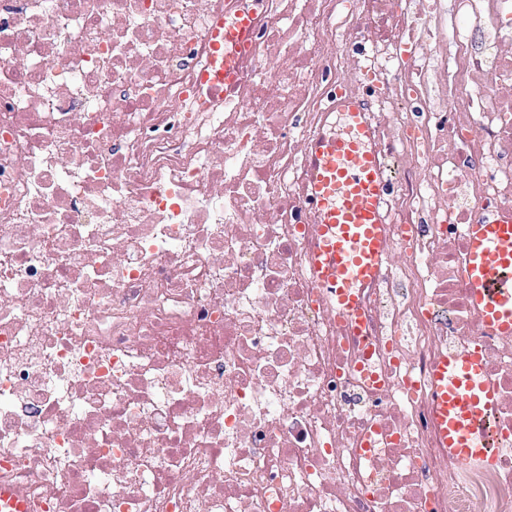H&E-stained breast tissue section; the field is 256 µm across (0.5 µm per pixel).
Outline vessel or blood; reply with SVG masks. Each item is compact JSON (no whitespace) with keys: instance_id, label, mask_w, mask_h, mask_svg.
Returning <instances> with one entry per match:
<instances>
[{"instance_id":"obj_1","label":"vessel or blood","mask_w":512,"mask_h":512,"mask_svg":"<svg viewBox=\"0 0 512 512\" xmlns=\"http://www.w3.org/2000/svg\"><path fill=\"white\" fill-rule=\"evenodd\" d=\"M249 16L240 13L234 26L214 30L212 69L203 79L210 85L231 84L233 59L244 48ZM374 136L357 101L339 100L336 126L311 143V204L317 212L312 276L336 304L341 328L368 327L360 291L381 277L387 259L388 227L382 220L386 180L369 144ZM467 283L472 308L481 322L512 337V212L486 214L467 231ZM484 358L478 348L446 354L432 370V399L440 444L450 464L494 465L482 420L496 407L495 390L486 382Z\"/></svg>"}]
</instances>
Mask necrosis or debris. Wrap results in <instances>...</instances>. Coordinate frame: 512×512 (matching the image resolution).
<instances>
[{"label": "necrosis or debris", "mask_w": 512, "mask_h": 512, "mask_svg": "<svg viewBox=\"0 0 512 512\" xmlns=\"http://www.w3.org/2000/svg\"><path fill=\"white\" fill-rule=\"evenodd\" d=\"M240 11L233 88L200 83ZM347 96L389 183L365 336L308 260V150ZM502 209L512 0H0V488L33 512H512V338L464 272ZM473 344L489 468L434 424L432 365Z\"/></svg>", "instance_id": "necrosis-or-debris-1"}]
</instances>
